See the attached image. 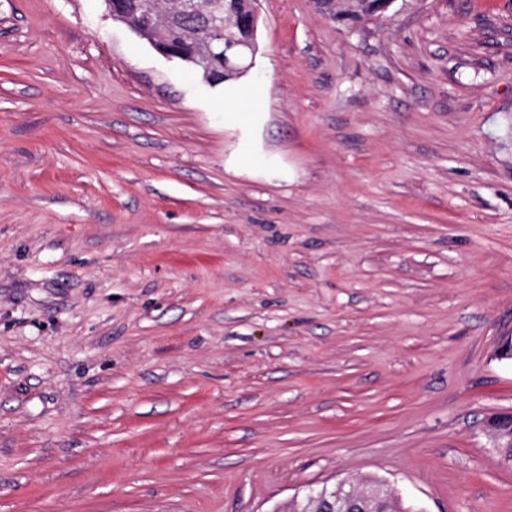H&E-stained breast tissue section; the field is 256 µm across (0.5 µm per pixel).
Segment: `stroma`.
<instances>
[{"instance_id":"1","label":"stroma","mask_w":512,"mask_h":512,"mask_svg":"<svg viewBox=\"0 0 512 512\" xmlns=\"http://www.w3.org/2000/svg\"><path fill=\"white\" fill-rule=\"evenodd\" d=\"M258 8L240 131L102 0H0V512H512V0ZM384 484L385 483L381 480H370L367 482L366 487L360 490H356L350 485L348 486V489H346L345 486H339L335 488L336 496L334 495V497L330 498L326 497L325 495L323 496L324 501L326 503V507L329 509L328 512H367L369 511L371 502L373 503L375 500L380 499L381 490H378L371 496V502L368 498L360 495H358L357 497H350L344 500L336 499V497L344 498L352 494H361L363 491L367 489L376 488Z\"/></svg>"}]
</instances>
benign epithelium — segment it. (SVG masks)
I'll use <instances>...</instances> for the list:
<instances>
[{"label": "benign epithelium", "instance_id": "benign-epithelium-1", "mask_svg": "<svg viewBox=\"0 0 512 512\" xmlns=\"http://www.w3.org/2000/svg\"><path fill=\"white\" fill-rule=\"evenodd\" d=\"M315 4L335 22L350 23L347 15L336 14V0H315ZM178 8L180 16L197 19L199 29L207 34L200 63L211 79L223 80L248 69L245 60L257 49V0H249L244 8L241 0H178ZM107 11L112 20L131 25L123 0H107ZM149 43L168 58H184L180 46L165 34L149 38ZM380 497L381 492L377 491L369 499L359 495L344 500L326 497L324 501L329 512H369L371 502Z\"/></svg>", "mask_w": 512, "mask_h": 512}]
</instances>
